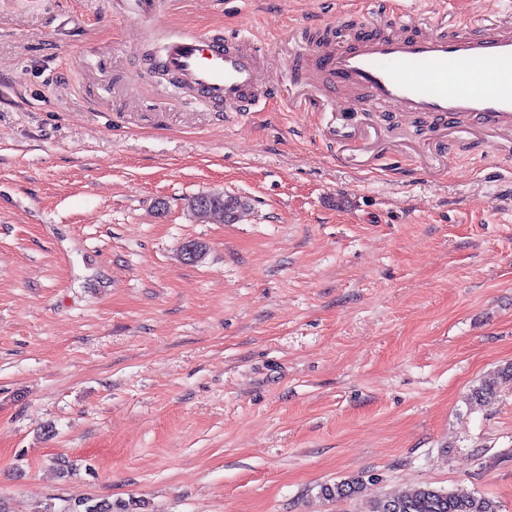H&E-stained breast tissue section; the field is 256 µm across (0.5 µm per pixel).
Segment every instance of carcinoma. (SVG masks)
Segmentation results:
<instances>
[{"mask_svg": "<svg viewBox=\"0 0 512 512\" xmlns=\"http://www.w3.org/2000/svg\"><path fill=\"white\" fill-rule=\"evenodd\" d=\"M210 206L218 209L220 214L233 217L246 209L247 202L239 197L228 196L221 192L206 193ZM496 398L495 384L483 381L472 390L470 401L487 405ZM364 476L343 479L333 485L322 488V495L331 500L351 499L363 490ZM71 512H130L123 506L114 510L112 501L102 499H84L75 504ZM369 512H499L497 503L481 494H464L437 490L430 487L416 489L398 496L384 497L372 501Z\"/></svg>", "mask_w": 512, "mask_h": 512, "instance_id": "obj_1", "label": "carcinoma"}]
</instances>
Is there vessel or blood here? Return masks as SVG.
<instances>
[{"mask_svg":"<svg viewBox=\"0 0 512 512\" xmlns=\"http://www.w3.org/2000/svg\"><path fill=\"white\" fill-rule=\"evenodd\" d=\"M401 6L381 21L361 20L343 42L307 50L291 71L317 81L325 101L350 109L467 120L493 139L512 135V18L473 17L447 27L435 17L416 30ZM261 48L251 40L184 35L166 46L164 68L209 108L261 112L272 92L262 81Z\"/></svg>","mask_w":512,"mask_h":512,"instance_id":"vessel-or-blood-1","label":"vessel or blood"}]
</instances>
